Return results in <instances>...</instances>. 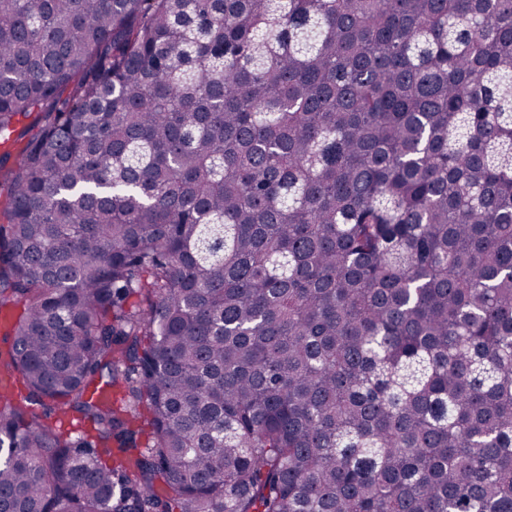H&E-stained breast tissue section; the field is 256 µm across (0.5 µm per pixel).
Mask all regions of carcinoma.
Instances as JSON below:
<instances>
[{
  "mask_svg": "<svg viewBox=\"0 0 512 512\" xmlns=\"http://www.w3.org/2000/svg\"><path fill=\"white\" fill-rule=\"evenodd\" d=\"M33 113L0 512H512V0H0Z\"/></svg>",
  "mask_w": 512,
  "mask_h": 512,
  "instance_id": "1",
  "label": "carcinoma"
}]
</instances>
